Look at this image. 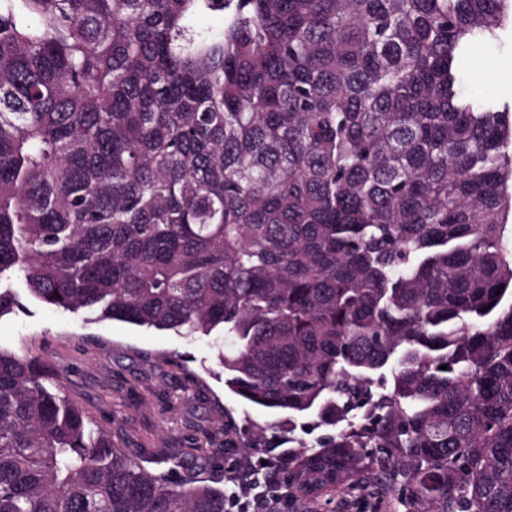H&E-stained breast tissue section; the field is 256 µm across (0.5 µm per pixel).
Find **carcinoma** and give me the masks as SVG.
Here are the masks:
<instances>
[{
  "label": "carcinoma",
  "instance_id": "obj_1",
  "mask_svg": "<svg viewBox=\"0 0 512 512\" xmlns=\"http://www.w3.org/2000/svg\"><path fill=\"white\" fill-rule=\"evenodd\" d=\"M512 0H0V318L221 330L224 386L344 429L267 512L400 484L512 512V112L463 99ZM221 16L218 28L199 15ZM447 369L442 370L440 366ZM388 369L390 389L374 375ZM229 416L224 440L251 457ZM121 448L0 348V512H229L212 457Z\"/></svg>",
  "mask_w": 512,
  "mask_h": 512
}]
</instances>
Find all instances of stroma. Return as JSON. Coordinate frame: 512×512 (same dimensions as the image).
I'll list each match as a JSON object with an SVG mask.
<instances>
[{
  "label": "stroma",
  "mask_w": 512,
  "mask_h": 512,
  "mask_svg": "<svg viewBox=\"0 0 512 512\" xmlns=\"http://www.w3.org/2000/svg\"><path fill=\"white\" fill-rule=\"evenodd\" d=\"M462 89L475 100L512 107V21L470 53ZM12 288L23 308L0 318V347L57 374L68 398L119 447L191 448L207 440L219 451L228 413L246 433L263 430L260 454L274 461L326 433L308 416L296 418L294 429L279 427L280 413L231 393L212 337L63 312L32 298L21 281Z\"/></svg>",
  "instance_id": "1"
}]
</instances>
